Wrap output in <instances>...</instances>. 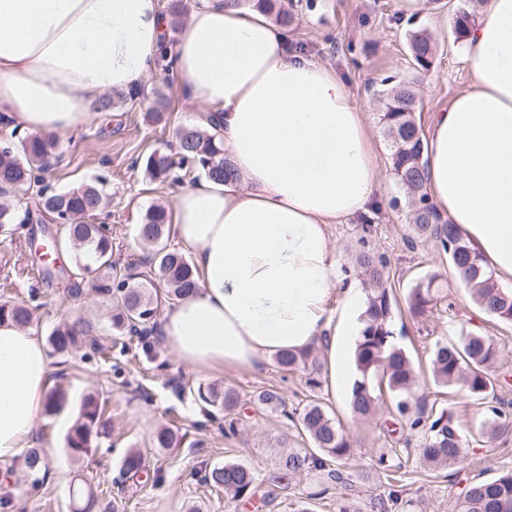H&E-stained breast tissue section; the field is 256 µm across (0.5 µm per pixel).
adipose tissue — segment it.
<instances>
[{
	"label": "adipose tissue",
	"mask_w": 512,
	"mask_h": 512,
	"mask_svg": "<svg viewBox=\"0 0 512 512\" xmlns=\"http://www.w3.org/2000/svg\"><path fill=\"white\" fill-rule=\"evenodd\" d=\"M480 15L463 40L472 84L430 118L426 189L487 270L512 283V0H482ZM168 29L160 0H0V112L36 134L81 128L102 95L155 71ZM172 72L236 176L174 199L171 234L199 289L165 307V345L190 369L224 371L318 341L331 367L347 369L367 296L334 227L367 214L380 187L348 85L289 50L287 28L224 0L190 6ZM51 372L30 329L0 325V468L24 457Z\"/></svg>",
	"instance_id": "ef3b65f1"
}]
</instances>
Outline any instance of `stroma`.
<instances>
[{
  "instance_id": "35a3bbf8",
  "label": "stroma",
  "mask_w": 512,
  "mask_h": 512,
  "mask_svg": "<svg viewBox=\"0 0 512 512\" xmlns=\"http://www.w3.org/2000/svg\"><path fill=\"white\" fill-rule=\"evenodd\" d=\"M295 21L289 29L294 48L331 67L346 81L366 115L373 135L382 181L371 210L370 229L361 224H340L335 238L345 269L359 276L356 254L368 249L382 256L399 306L394 311L395 343L403 347L423 376L431 374V353L436 343L459 335L461 328H478L492 336L500 352L499 370L512 376V324L491 319L477 309L466 288L452 274L447 255L434 243L410 242L408 208L404 192L391 170L392 147L379 121L383 104L373 91L383 78L411 83L420 104L416 118L428 127L432 112L447 108L470 85L471 75L461 42L453 34V18L472 10V0H425L423 8H409L405 0H285ZM425 29L439 46L429 71L413 69L408 54L411 32ZM149 91L141 102L116 103L103 119L59 137L60 157L41 172L48 190L68 191L86 184L103 187L110 204L96 218L112 231L113 256L122 262L139 260L136 229L142 214L155 205L172 206L181 182L146 176L143 159L154 151L169 150L177 128L197 122V109L182 96L176 79L164 71L145 80ZM38 201L36 191H18L9 203L16 218L10 232L0 231V300L25 304L34 311L31 324L37 336L48 338L60 323L82 317L95 326L97 336L110 334L111 321L98 298L90 293L89 279L71 276L73 262L51 281L42 278L43 261L35 248L54 231L52 220L24 223ZM437 275L440 303L426 316L410 315L404 303L410 288L421 278ZM81 294L70 297V289ZM454 311H447V303ZM150 350L134 345L121 355L104 359L90 349L71 355L51 354V385L65 390L67 405L61 413L42 414L32 445L50 449L52 467L39 489H32L22 465H15L13 506L9 512H70L69 488L80 478L95 491L100 506L117 504L119 512H294L297 502L310 500L313 512H337L342 498H357L361 512H373L368 501L384 490L385 473L379 456H399L413 512H449L453 498L470 482L497 477L512 469V429L495 441V454H487L480 423L483 407L473 404L453 387L430 385L437 410L452 414L465 434V467L429 469L418 461L420 438L396 429V420L382 414L356 422L350 417L349 385H333L330 366L321 371L299 368L282 371L276 362L255 370L196 372L180 364L161 336H153ZM230 386L243 402L239 433L224 434V415L199 401L198 387ZM278 388L286 410L302 409L310 401L328 405L353 441L348 460L339 470L354 475V485L323 483L310 471L279 479L278 442L292 448L309 447L305 435L285 412H259L252 404L255 392ZM97 394L105 401L112 420L111 437L101 440L81 459L66 446L68 431L61 418L76 421L84 398ZM185 434L182 447L162 449L153 439L160 427ZM141 449L151 479L146 483L124 479L121 461L128 449ZM241 462L254 467L261 480L255 493L241 500L227 498L203 476L214 466ZM68 469V481H59L58 465Z\"/></svg>"
}]
</instances>
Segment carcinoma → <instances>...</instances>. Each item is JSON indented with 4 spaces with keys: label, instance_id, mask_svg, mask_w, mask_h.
<instances>
[{
    "label": "carcinoma",
    "instance_id": "carcinoma-1",
    "mask_svg": "<svg viewBox=\"0 0 512 512\" xmlns=\"http://www.w3.org/2000/svg\"><path fill=\"white\" fill-rule=\"evenodd\" d=\"M241 7L246 4L272 16L277 23L288 28L294 17L282 4V0H228ZM408 51L413 66L419 70L431 67L436 46L425 31L410 35ZM374 94L385 101L380 122L391 139L392 171L398 184L409 199L410 224L413 238L432 241L445 254L458 272V280L467 288L483 313L502 322L512 323V290L498 286L493 275L482 264L480 255L470 248L455 225L442 219L435 206L429 202L424 183V133L415 119L418 102L414 93L397 83L388 85ZM177 151H155L145 162V170L153 179L168 176L179 170L182 175L200 173L212 180L223 182L231 175L221 144L214 135L194 127H183L176 133ZM20 148H0V194L9 190L30 188L33 174L49 167L58 158V141L54 137L27 135L19 140ZM42 212L50 215L58 224L55 241H68L75 252V270L82 276L90 272L100 273L94 284L95 291L106 301L117 303L119 312L112 317L113 335L107 337L111 346L125 350L127 341L135 338L147 345V333L158 312V303L145 294L134 281L158 280L164 288V298L176 301L188 296L198 283L191 260L177 248L167 244L169 224L167 211L162 206L151 207L137 225L138 239L152 246V258L147 269L131 262L122 267L112 260V237L98 224L88 223L107 206L103 191L86 185L77 189L43 194L38 199ZM357 262L368 282L370 293L363 327L357 341L354 360L358 378L350 395V410L354 420L366 421L375 417L380 407L376 391L386 389L392 397L395 410L405 422L409 432L422 435L419 454L430 466L458 464L464 459L462 448L464 435L446 411L428 408V394L418 391L419 371L406 352L393 342L391 318L393 301L384 287L385 262L369 251L358 255ZM436 277L430 276L416 282L410 288L407 306L412 316L421 318L437 305L435 298ZM32 321L31 311L19 304H0V323L9 322L26 327ZM53 350L58 354H72L85 346L101 351L104 346L94 335L93 325L83 319L65 322L49 336ZM310 352L284 351L277 355L276 363L289 371L306 367ZM498 349L492 337L480 331L461 332L458 339L439 343L433 352L432 374L440 386L459 387L466 395L485 404L494 389ZM198 398L224 413L225 432L235 434L237 416L240 414L238 392L226 387L219 391L209 387L197 389ZM253 406L261 411L285 409V401L274 389H263L252 399ZM301 431L308 436L320 454L297 448L280 457V476L308 469L321 472L324 480L342 483L339 470L330 467L351 455L352 443L338 420L331 416L327 405L318 402L307 404L297 414ZM506 411L487 406L482 433L491 444L508 429ZM112 424L104 418V406L93 394L86 396L80 417L72 426L67 438L71 453H88L98 440L111 435ZM184 437L169 428L160 429L154 445L158 448L181 446ZM146 469L145 460L137 450H129L122 461V474L128 479H138ZM25 470L32 477V486L39 487L40 474L49 470V461L39 448H32L25 457ZM204 480L224 488V494L234 499L254 493L257 483L255 470L243 463L227 462L213 467ZM403 480L388 475V483L378 498L381 512H400L408 506L403 501ZM73 512H92L97 504L94 492L85 482H75L69 490ZM453 512H512V471L491 480L470 484L456 497Z\"/></svg>",
    "mask_w": 512,
    "mask_h": 512
}]
</instances>
